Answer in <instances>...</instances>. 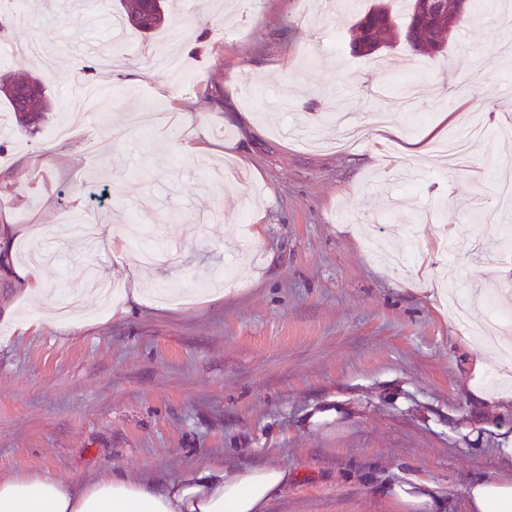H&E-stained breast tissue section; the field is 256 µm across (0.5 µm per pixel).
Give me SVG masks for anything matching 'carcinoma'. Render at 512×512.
<instances>
[{
	"instance_id": "obj_1",
	"label": "carcinoma",
	"mask_w": 512,
	"mask_h": 512,
	"mask_svg": "<svg viewBox=\"0 0 512 512\" xmlns=\"http://www.w3.org/2000/svg\"><path fill=\"white\" fill-rule=\"evenodd\" d=\"M163 0H119L117 9L121 25L144 32L158 29L165 20ZM393 0H380L372 5L352 25L350 49L356 55L372 56L379 48L391 47L398 42H414L421 46L420 55L434 58L445 50L454 31L448 27V18L434 19L422 14L421 0H404L407 15L404 22L396 20ZM4 100L12 113V124L30 133L44 120L50 110L47 90L40 79H14L0 76V100Z\"/></svg>"
}]
</instances>
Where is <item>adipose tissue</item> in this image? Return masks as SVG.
Masks as SVG:
<instances>
[{
	"instance_id": "adipose-tissue-1",
	"label": "adipose tissue",
	"mask_w": 512,
	"mask_h": 512,
	"mask_svg": "<svg viewBox=\"0 0 512 512\" xmlns=\"http://www.w3.org/2000/svg\"><path fill=\"white\" fill-rule=\"evenodd\" d=\"M287 468L266 463L233 472L214 463L165 486L112 473L63 483L46 475L0 479V512H268L288 487ZM390 494L407 512H438L443 487L408 473ZM468 512H512V480L478 478L466 489Z\"/></svg>"
}]
</instances>
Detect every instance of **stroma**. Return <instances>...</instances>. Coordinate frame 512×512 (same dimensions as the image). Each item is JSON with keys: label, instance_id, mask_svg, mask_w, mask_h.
Returning a JSON list of instances; mask_svg holds the SVG:
<instances>
[{"label": "stroma", "instance_id": "obj_1", "mask_svg": "<svg viewBox=\"0 0 512 512\" xmlns=\"http://www.w3.org/2000/svg\"><path fill=\"white\" fill-rule=\"evenodd\" d=\"M372 0H236L128 28L120 69L101 0H37L0 14V74L40 75L52 108L35 133L0 134V478L72 482L119 470L177 479L272 461L291 480L269 512H403L401 474L444 484L512 476V345L471 323L512 310V17L486 7L431 60L396 43L374 72L350 27ZM175 52L196 77L156 70ZM103 88L111 129L85 104L83 135L52 136L80 87ZM165 115L132 126L144 97ZM485 130L453 172L429 152ZM419 154L406 155V142ZM138 286L113 317L95 283ZM42 289L33 299L28 289ZM484 370L475 373L473 365Z\"/></svg>", "mask_w": 512, "mask_h": 512}]
</instances>
